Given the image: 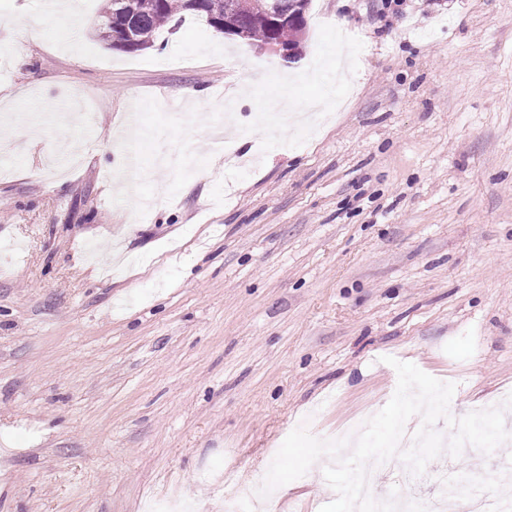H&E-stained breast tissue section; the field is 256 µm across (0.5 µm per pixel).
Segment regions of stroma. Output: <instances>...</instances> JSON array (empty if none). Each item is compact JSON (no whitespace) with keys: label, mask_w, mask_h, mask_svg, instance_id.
Listing matches in <instances>:
<instances>
[{"label":"stroma","mask_w":512,"mask_h":512,"mask_svg":"<svg viewBox=\"0 0 512 512\" xmlns=\"http://www.w3.org/2000/svg\"><path fill=\"white\" fill-rule=\"evenodd\" d=\"M42 2L0 0V512H219L302 421L380 411L389 356L455 383L456 418L512 394V0H311L291 64L191 14L113 49L103 0L67 28ZM328 80L286 126L281 93ZM333 499L310 471L259 512Z\"/></svg>","instance_id":"obj_1"}]
</instances>
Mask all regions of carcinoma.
<instances>
[{
	"label": "carcinoma",
	"instance_id": "cac0c4a2",
	"mask_svg": "<svg viewBox=\"0 0 512 512\" xmlns=\"http://www.w3.org/2000/svg\"><path fill=\"white\" fill-rule=\"evenodd\" d=\"M228 0H205L206 11L201 12L190 6V0H107L102 12L101 39L112 47L129 50L115 36V28L110 23L120 15H132L135 20V34L138 39L136 49H148L153 46L157 33L169 25L173 18L185 13H195L205 18L215 19L224 17V8ZM272 0H251L250 12L247 16V29L250 39L263 43L272 37L285 40L294 38L299 30L305 29L307 19H301L300 27H284L274 33L268 22V8Z\"/></svg>",
	"mask_w": 512,
	"mask_h": 512
}]
</instances>
